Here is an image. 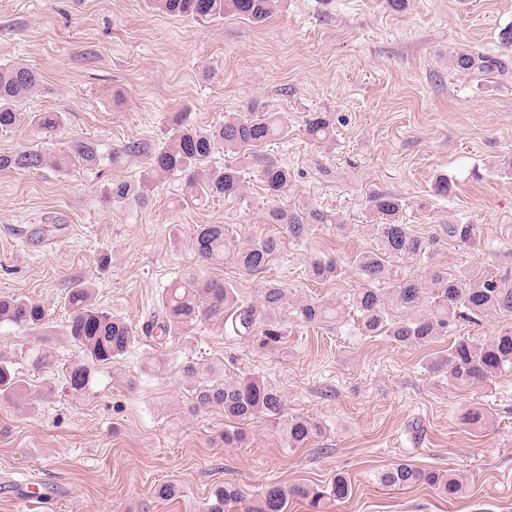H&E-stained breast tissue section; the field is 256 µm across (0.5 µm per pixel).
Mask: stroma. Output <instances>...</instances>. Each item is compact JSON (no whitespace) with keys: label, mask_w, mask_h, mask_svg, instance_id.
Returning <instances> with one entry per match:
<instances>
[{"label":"stroma","mask_w":512,"mask_h":512,"mask_svg":"<svg viewBox=\"0 0 512 512\" xmlns=\"http://www.w3.org/2000/svg\"><path fill=\"white\" fill-rule=\"evenodd\" d=\"M506 26L512 0H284L260 24L171 17L150 0H0V64L42 75L23 111L66 115L50 137L23 124L0 131V154L86 138L108 154L134 141L158 145L176 112L202 128L236 113L282 112L289 133L265 149L292 174L280 203L326 217L252 274L200 264L191 237L199 224L232 225L242 239L274 233L255 167L245 166L236 197L185 205L183 179L167 177L154 180L148 203L124 207L102 205L101 194L115 180L139 182L143 158L65 173L0 170V295L41 302L54 330L46 342L0 324V357L26 382L20 398L0 402V512H30L32 498L45 500L40 512H202L219 483L251 499L271 482L319 489L339 474L352 485L348 499L316 511L293 499L288 512H512V370L491 386L459 389L428 368L452 340H490L512 319L462 320L431 346L409 349L361 335L346 307L358 284L353 261L374 246L366 226L377 193L401 199L403 222L433 239L435 265L478 262L512 274V173L500 167L512 155V74L479 79L451 64L462 50L500 52ZM313 112L332 116V142L307 138ZM442 177L452 186L445 197L433 192ZM450 221L478 225L480 249L441 237ZM317 258L341 262L342 275L311 282ZM188 271L235 284L246 302L261 281L276 280L290 305L322 297L346 310L311 326L289 306L279 313L288 336L274 348L226 335L220 322L163 341L139 337L83 398L38 365L48 349L75 358L59 334L69 282L90 284L99 307L139 325ZM189 361L269 378L288 413L317 422L321 435L293 449L281 426L260 417L245 425V445L225 447L223 412L195 409L186 388L180 369ZM473 405L487 411L479 430L459 419ZM401 460L455 474L463 495L381 485L379 473ZM162 482L180 497L157 498Z\"/></svg>","instance_id":"obj_1"}]
</instances>
